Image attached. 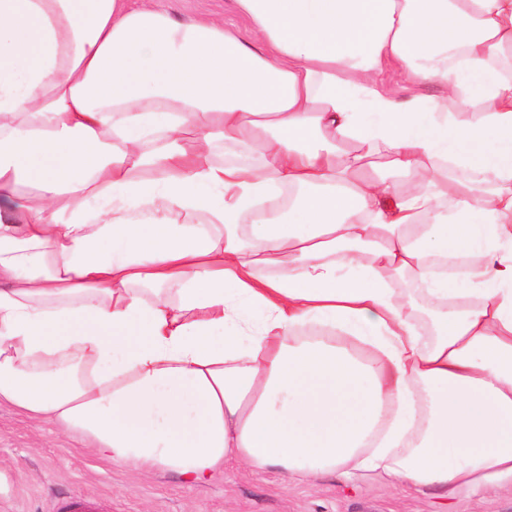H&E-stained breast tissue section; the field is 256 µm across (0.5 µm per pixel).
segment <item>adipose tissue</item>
Segmentation results:
<instances>
[{"mask_svg":"<svg viewBox=\"0 0 512 512\" xmlns=\"http://www.w3.org/2000/svg\"><path fill=\"white\" fill-rule=\"evenodd\" d=\"M234 3L0 0V402L192 482L512 483V0ZM154 2L158 8L167 11L176 19L210 17L224 22L226 27L235 30L246 41H250L253 37L249 25L235 11L232 0H155ZM365 164L363 173L382 177L393 190L399 186L404 187V183L411 181L414 177V173L407 174L391 168L385 159L378 154L366 159Z\"/></svg>","mask_w":512,"mask_h":512,"instance_id":"1","label":"adipose tissue"}]
</instances>
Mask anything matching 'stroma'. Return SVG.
<instances>
[{
	"instance_id": "obj_1",
	"label": "stroma",
	"mask_w": 512,
	"mask_h": 512,
	"mask_svg": "<svg viewBox=\"0 0 512 512\" xmlns=\"http://www.w3.org/2000/svg\"><path fill=\"white\" fill-rule=\"evenodd\" d=\"M176 19L209 17L244 40L249 25L233 0H155ZM0 472L9 491L0 512H54L63 500L90 495L98 512H512V486L488 488L480 497L461 492L406 493L377 476L352 481L334 475L287 480L275 470L256 471L225 462L197 485L169 473H142L100 460L79 438L0 403Z\"/></svg>"
}]
</instances>
